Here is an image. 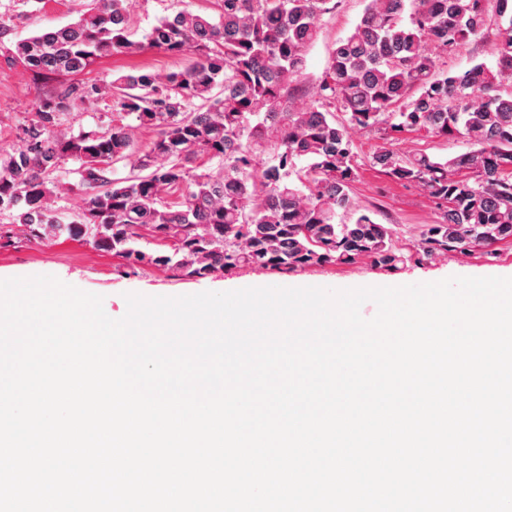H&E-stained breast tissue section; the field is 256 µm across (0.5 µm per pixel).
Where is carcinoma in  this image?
Masks as SVG:
<instances>
[{
    "mask_svg": "<svg viewBox=\"0 0 512 512\" xmlns=\"http://www.w3.org/2000/svg\"><path fill=\"white\" fill-rule=\"evenodd\" d=\"M339 3L216 0L219 22L180 11L136 41L128 0H91L77 20L17 41L13 61L45 79L148 49L191 62L38 97L20 127L23 149L0 150V214L17 212L37 241L82 240L132 272L156 268L188 281L243 266L291 272L366 258L397 270L448 253L494 255L512 241V97L497 94L512 82V0H368L310 94L299 86L306 51ZM491 29L495 68L438 69L440 53ZM106 101L137 125L59 131L74 109ZM135 127L153 132L142 148ZM356 130L386 141L405 131L460 134L477 146L446 161L388 147L369 158L442 210L414 253L352 195ZM132 157L127 176L109 177ZM68 159L81 162L85 195L73 216L53 199L54 174ZM199 159L217 168L201 170Z\"/></svg>",
    "mask_w": 512,
    "mask_h": 512,
    "instance_id": "obj_1",
    "label": "carcinoma"
}]
</instances>
